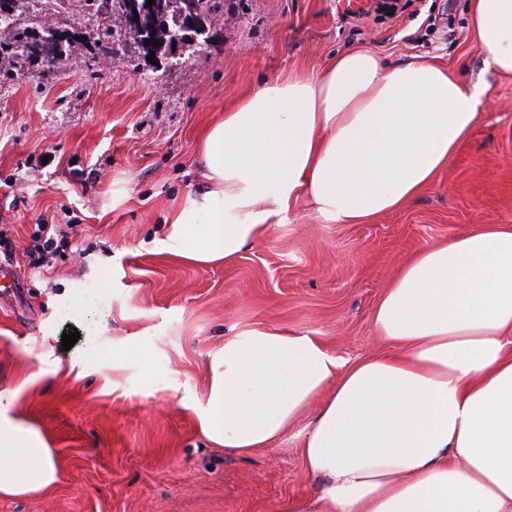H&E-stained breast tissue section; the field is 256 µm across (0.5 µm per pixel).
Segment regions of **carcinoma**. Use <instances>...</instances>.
I'll list each match as a JSON object with an SVG mask.
<instances>
[{
	"mask_svg": "<svg viewBox=\"0 0 512 512\" xmlns=\"http://www.w3.org/2000/svg\"><path fill=\"white\" fill-rule=\"evenodd\" d=\"M87 9L100 17V24L93 34L82 32V35L93 40L96 44L107 45L109 39L115 35L109 21L111 17L119 20L118 27L123 29L125 37L130 38L142 52L167 53L173 35L179 29L184 4L182 0H161L144 15L145 29L135 28L131 31L124 29L128 12V0H83ZM196 10V19L204 28H211V23L219 16L224 15V0H193ZM155 38L160 41L158 45H145V41ZM8 53L13 58L23 62H31V52L24 37L14 32L11 24L0 23V55Z\"/></svg>",
	"mask_w": 512,
	"mask_h": 512,
	"instance_id": "carcinoma-1",
	"label": "carcinoma"
}]
</instances>
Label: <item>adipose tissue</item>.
Instances as JSON below:
<instances>
[{
  "mask_svg": "<svg viewBox=\"0 0 512 512\" xmlns=\"http://www.w3.org/2000/svg\"><path fill=\"white\" fill-rule=\"evenodd\" d=\"M487 66L512 75V0H472ZM484 91L425 60L365 47L316 74L276 77L225 108L204 138V185L161 246L231 261L307 196L329 224H362L431 185L463 148ZM388 352L346 364L314 335L248 328L208 359L200 415L246 454L307 408L301 452L316 492L291 512H512V224H482L406 261L378 301ZM0 391V496L56 484L53 452Z\"/></svg>",
  "mask_w": 512,
  "mask_h": 512,
  "instance_id": "obj_1",
  "label": "adipose tissue"
}]
</instances>
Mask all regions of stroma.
<instances>
[{
	"mask_svg": "<svg viewBox=\"0 0 512 512\" xmlns=\"http://www.w3.org/2000/svg\"><path fill=\"white\" fill-rule=\"evenodd\" d=\"M405 3L377 24L353 18L373 0H235L209 46L173 63L142 64L130 40L109 57L84 43L0 82V265L18 279L0 291V389L15 391L14 416L59 469L42 496L0 498V512H289L315 492L300 452L309 415L246 455L204 437L209 353L259 326L319 336L351 362L386 351L372 312L410 256L512 224V75L486 66L471 0ZM447 13L453 26L426 36ZM356 45L485 87L468 144L435 182L366 224L323 223L300 201L226 264L163 251L165 219L202 186L200 142L225 108ZM44 224L57 227L49 245Z\"/></svg>",
	"mask_w": 512,
	"mask_h": 512,
	"instance_id": "obj_1",
	"label": "stroma"
}]
</instances>
